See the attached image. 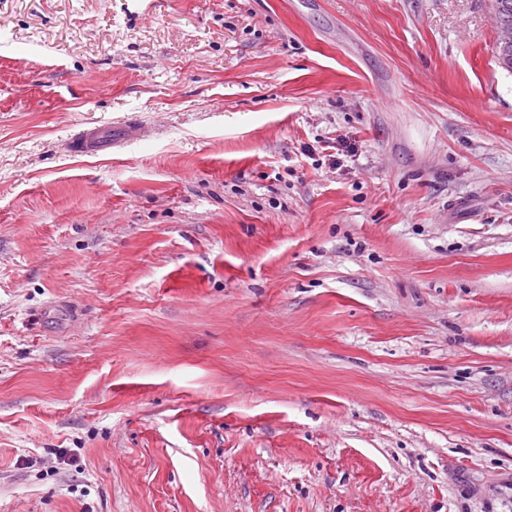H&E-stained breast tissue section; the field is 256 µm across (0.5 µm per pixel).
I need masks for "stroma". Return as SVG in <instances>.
<instances>
[{"label":"stroma","mask_w":512,"mask_h":512,"mask_svg":"<svg viewBox=\"0 0 512 512\" xmlns=\"http://www.w3.org/2000/svg\"><path fill=\"white\" fill-rule=\"evenodd\" d=\"M0 512H512L489 0H0ZM115 129L93 128L83 130L70 141V150L76 154H98L108 152L121 139L115 138Z\"/></svg>","instance_id":"35a3bbf8"}]
</instances>
